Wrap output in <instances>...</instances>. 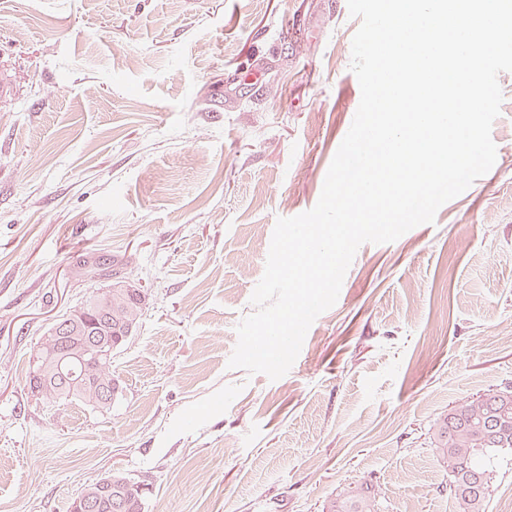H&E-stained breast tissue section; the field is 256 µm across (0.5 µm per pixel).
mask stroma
I'll return each mask as SVG.
<instances>
[{
	"label": "stroma",
	"mask_w": 512,
	"mask_h": 512,
	"mask_svg": "<svg viewBox=\"0 0 512 512\" xmlns=\"http://www.w3.org/2000/svg\"><path fill=\"white\" fill-rule=\"evenodd\" d=\"M347 0H0V512L121 473L145 512H456L433 426L512 381V72L492 169L363 244L289 372L232 368L278 218L311 209L361 99ZM105 260L146 306L110 411L26 384ZM378 491L371 483H361L344 489L330 497L323 507L324 512H377Z\"/></svg>",
	"instance_id": "obj_1"
}]
</instances>
